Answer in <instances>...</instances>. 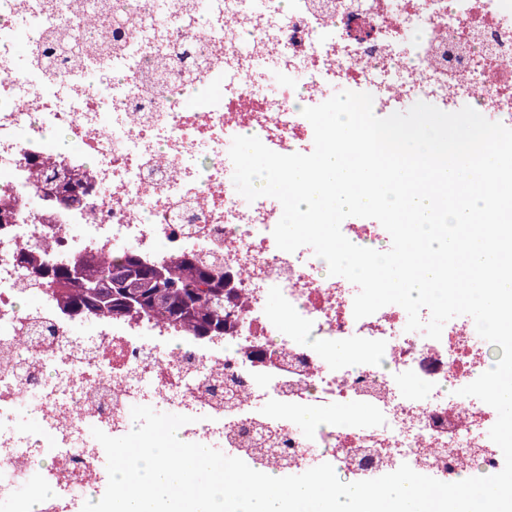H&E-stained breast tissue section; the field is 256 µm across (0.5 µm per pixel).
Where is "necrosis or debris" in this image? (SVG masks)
<instances>
[{
    "label": "necrosis or debris",
    "mask_w": 512,
    "mask_h": 512,
    "mask_svg": "<svg viewBox=\"0 0 512 512\" xmlns=\"http://www.w3.org/2000/svg\"><path fill=\"white\" fill-rule=\"evenodd\" d=\"M141 3L116 34L81 0H0V191L15 208L0 225V417L27 409L41 422L0 430V498L22 488L40 512H82V492L108 483L88 427L123 436L136 405L173 407L190 418L182 441L223 446L273 477L315 457L359 481L404 464L448 483L500 472L496 410L459 393L497 361L473 319L449 320L433 340L407 331L396 304L355 318L350 281L320 276L310 247H277L278 205L240 200L224 148L254 133L283 155L312 152L300 108L325 102L329 86L370 93L379 117L422 97L512 128V0H206L201 16L191 0ZM32 16L40 25L19 46L12 30ZM93 27L97 81L59 55L46 65L57 38ZM200 40L208 58L192 75L185 55ZM266 63L272 92L258 82ZM51 166L78 174L81 203L37 192ZM123 249L151 263L216 253L235 290L223 335L73 315L18 261L23 250L99 260ZM339 343L360 359L336 358ZM345 407L370 418L355 423ZM256 429L281 448L278 462L248 450Z\"/></svg>",
    "instance_id": "4bbe7bcc"
}]
</instances>
